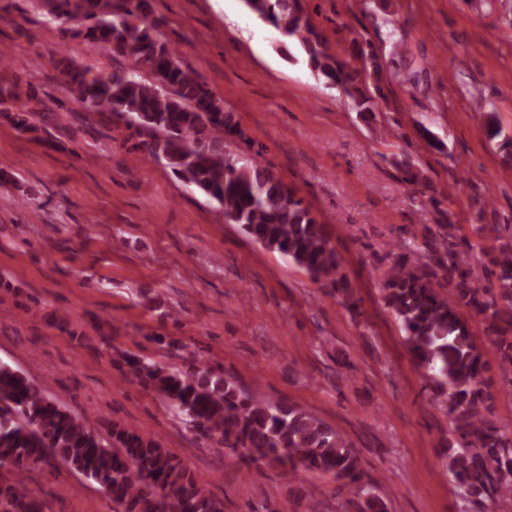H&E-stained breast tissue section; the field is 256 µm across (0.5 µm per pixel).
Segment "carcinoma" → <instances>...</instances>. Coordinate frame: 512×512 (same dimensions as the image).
<instances>
[{
  "mask_svg": "<svg viewBox=\"0 0 512 512\" xmlns=\"http://www.w3.org/2000/svg\"><path fill=\"white\" fill-rule=\"evenodd\" d=\"M257 19L274 27L280 47L294 45L326 85L350 101L361 118L380 111L386 101L379 86L381 57L371 43L352 41L360 65L333 52L306 14L302 0H244ZM150 0H50L49 14L64 26L81 22L84 37L96 49L110 51L132 66L145 63L151 76L129 68L100 77L63 56L56 64L64 90L86 111L124 125L134 147L164 163L188 188L206 196L238 224L254 243L279 252L303 269L331 295L353 300L343 256L311 207L271 167L224 144L243 136L233 114L211 89L185 69L177 51L147 23ZM17 85L0 83V117L22 133L39 136L40 125L59 119V102H38L31 112L18 104ZM406 184L417 188L421 204L440 205L427 195L422 171L408 154L392 156ZM450 225L422 241L400 237L383 283V300L399 323L416 366L438 392L448 397L457 443L443 448L448 472L462 493L512 500V440L486 417L493 393L488 362L470 330L465 307L490 323L502 361L512 364V242L500 241L496 226L479 232L496 242L491 248L495 288L472 279L469 255L448 242ZM127 375L156 393L197 440L224 444L228 457L239 449L253 461L289 464L292 469L332 476L365 499L364 512H387L366 478L349 443L315 415L284 400L247 392L233 378L193 358L168 367L125 357ZM112 445L73 416L41 388L0 363V512H43L26 486L28 464L49 457L98 483L112 500V512H224L207 482L188 471L160 443L119 426Z\"/></svg>",
  "mask_w": 512,
  "mask_h": 512,
  "instance_id": "obj_1",
  "label": "carcinoma"
}]
</instances>
